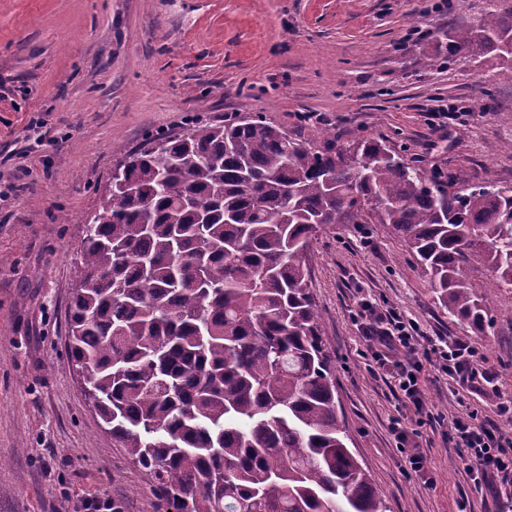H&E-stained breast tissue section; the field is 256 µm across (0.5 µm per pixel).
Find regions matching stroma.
<instances>
[{"instance_id": "1", "label": "stroma", "mask_w": 512, "mask_h": 512, "mask_svg": "<svg viewBox=\"0 0 512 512\" xmlns=\"http://www.w3.org/2000/svg\"><path fill=\"white\" fill-rule=\"evenodd\" d=\"M489 0H0V512H160L146 475L87 406L66 348L78 248L118 159L188 118L258 115L310 139L304 113L344 139L384 141L411 165L512 186V82L493 95L479 65L449 58L445 34ZM420 13L416 27L407 17ZM464 121L430 123L433 112ZM309 288L336 359L348 446L391 512H485L488 500L448 441L460 407L496 397L428 381L417 424L391 380L370 372L351 312L359 298L398 308L426 335L476 344L512 396V288L491 289L484 332L451 318L405 244L380 224H339L311 246ZM416 431L426 475L390 430Z\"/></svg>"}]
</instances>
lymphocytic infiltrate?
<instances>
[{
  "mask_svg": "<svg viewBox=\"0 0 512 512\" xmlns=\"http://www.w3.org/2000/svg\"><path fill=\"white\" fill-rule=\"evenodd\" d=\"M354 316L362 328L373 370L394 379L415 415L427 413L422 398L426 367L463 385H496L493 374L481 369L484 355L474 344L426 339L414 321L364 298L357 301ZM494 413L491 422L479 419L474 411L455 413L450 431L467 474L497 505L512 486V398L498 402Z\"/></svg>",
  "mask_w": 512,
  "mask_h": 512,
  "instance_id": "lymphocytic-infiltrate-1",
  "label": "lymphocytic infiltrate"
}]
</instances>
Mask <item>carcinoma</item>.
<instances>
[{
    "label": "carcinoma",
    "instance_id": "carcinoma-1",
    "mask_svg": "<svg viewBox=\"0 0 512 512\" xmlns=\"http://www.w3.org/2000/svg\"><path fill=\"white\" fill-rule=\"evenodd\" d=\"M512 71V4L449 38ZM80 241L67 350L84 394L167 512H390L347 446L336 371L307 283L313 239L383 224L448 315L482 332L480 265L512 287V186L456 191L384 142H300L258 116L146 140Z\"/></svg>",
    "mask_w": 512,
    "mask_h": 512
}]
</instances>
